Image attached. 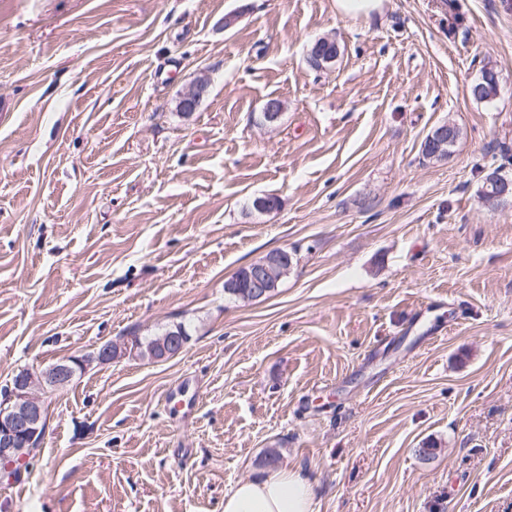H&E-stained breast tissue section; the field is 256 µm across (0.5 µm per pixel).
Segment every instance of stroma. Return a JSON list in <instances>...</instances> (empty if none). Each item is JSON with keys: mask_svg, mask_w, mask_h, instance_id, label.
Returning <instances> with one entry per match:
<instances>
[{"mask_svg": "<svg viewBox=\"0 0 512 512\" xmlns=\"http://www.w3.org/2000/svg\"><path fill=\"white\" fill-rule=\"evenodd\" d=\"M445 120L459 139L424 157ZM497 166L512 0H0V386L191 336L47 393L0 512H222L273 449L318 512H512V203L477 192ZM274 249L297 262L270 297L225 294ZM382 0H336L339 13L369 17L380 11ZM487 78L482 82L481 88L473 83L469 86V94L473 100L490 101L498 95L499 81L498 75L492 68L485 67L482 71ZM171 332H179L181 336L184 337L185 341L188 343L189 341V334L185 328V326L182 323L173 324L169 328L164 329L161 333L146 339L145 341H142L138 336L133 337L134 340H132L131 345L129 347H124V350L127 352L128 355L134 354L137 357H140L142 359L148 358V359H155L157 356V349L159 346L160 341L165 338V341L161 343L162 346V356L159 360L165 359L167 357H174L178 355V352L182 351L184 349V344L176 336H169V333Z\"/></svg>", "mask_w": 512, "mask_h": 512, "instance_id": "1", "label": "stroma"}]
</instances>
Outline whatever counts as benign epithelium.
<instances>
[{
  "label": "benign epithelium",
  "mask_w": 512,
  "mask_h": 512,
  "mask_svg": "<svg viewBox=\"0 0 512 512\" xmlns=\"http://www.w3.org/2000/svg\"><path fill=\"white\" fill-rule=\"evenodd\" d=\"M333 39L322 37L316 41L311 53V63L325 69L334 62V58L319 53V46L331 43ZM205 86L196 80L182 93L178 105L185 112H191L199 105ZM455 135L453 124L446 121L434 126L425 137L429 147H443ZM486 185L493 187L488 200L496 203L512 202V182L500 176V172H488ZM291 266L287 253L283 249L271 250L263 259L247 271V287L255 296L263 297L273 292V288L282 278L288 276ZM115 349L110 344L101 346L97 351L83 357L63 359L52 364L38 374L23 373L16 377V389L0 401V461L12 462L27 457L31 446L40 442L47 423L46 406L42 392L47 389L66 388L74 379L72 363L85 368L93 364H106L115 358Z\"/></svg>",
  "instance_id": "7a95c632"
}]
</instances>
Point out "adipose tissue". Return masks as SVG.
<instances>
[{"instance_id":"obj_1","label":"adipose tissue","mask_w":512,"mask_h":512,"mask_svg":"<svg viewBox=\"0 0 512 512\" xmlns=\"http://www.w3.org/2000/svg\"><path fill=\"white\" fill-rule=\"evenodd\" d=\"M223 512H317L314 487L301 468H272L225 492Z\"/></svg>"}]
</instances>
